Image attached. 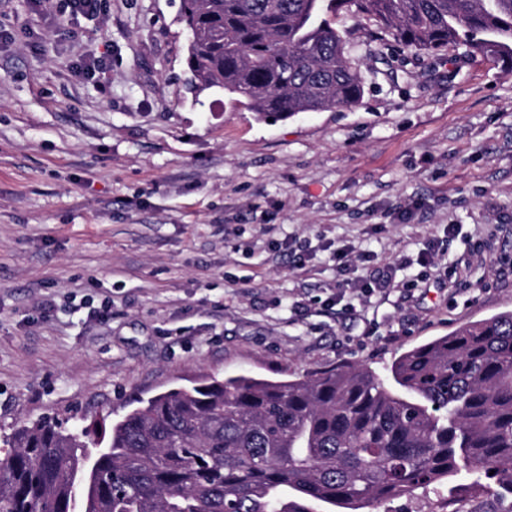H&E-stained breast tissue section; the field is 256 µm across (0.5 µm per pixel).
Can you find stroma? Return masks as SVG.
I'll list each match as a JSON object with an SVG mask.
<instances>
[{
    "mask_svg": "<svg viewBox=\"0 0 512 512\" xmlns=\"http://www.w3.org/2000/svg\"><path fill=\"white\" fill-rule=\"evenodd\" d=\"M61 6L0 0V439L238 373L386 380L408 349L512 311L502 62L416 53L345 7L360 102L268 122L194 89L181 0ZM368 246L359 267L330 256ZM460 483L363 512H512Z\"/></svg>",
    "mask_w": 512,
    "mask_h": 512,
    "instance_id": "35a3bbf8",
    "label": "stroma"
}]
</instances>
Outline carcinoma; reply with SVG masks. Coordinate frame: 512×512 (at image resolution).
Wrapping results in <instances>:
<instances>
[{
	"label": "carcinoma",
	"instance_id": "carcinoma-1",
	"mask_svg": "<svg viewBox=\"0 0 512 512\" xmlns=\"http://www.w3.org/2000/svg\"><path fill=\"white\" fill-rule=\"evenodd\" d=\"M346 5L409 49L462 45L512 68V0H182L195 87L262 120L358 103L333 26ZM390 373L395 390L363 367L196 382L139 401L90 454L89 427L34 422L0 440V512L356 510L459 474L512 493V312L414 347ZM89 457L104 480L75 499Z\"/></svg>",
	"mask_w": 512,
	"mask_h": 512
}]
</instances>
